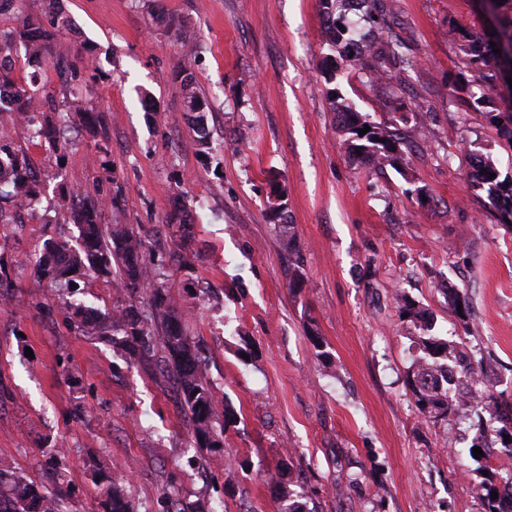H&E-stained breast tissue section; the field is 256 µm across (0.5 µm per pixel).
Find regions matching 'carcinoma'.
I'll return each instance as SVG.
<instances>
[{
	"label": "carcinoma",
	"instance_id": "cac0c4a2",
	"mask_svg": "<svg viewBox=\"0 0 512 512\" xmlns=\"http://www.w3.org/2000/svg\"><path fill=\"white\" fill-rule=\"evenodd\" d=\"M40 12L22 14L18 27L0 31V125L5 122L23 121L32 128L36 137L49 143L58 156L64 158L66 144L60 140L61 131L71 123H80L92 135L97 133L93 111L84 107L78 99L58 101L56 92L47 87H36L27 80L12 76V52L15 45L25 46L30 58L38 61L58 51L60 36L70 30L71 19L62 9L60 0H40ZM343 21L328 15L324 44L329 51L339 55L348 66L364 70L375 77L387 72L396 53L378 34H371L365 45L358 46L352 38H346ZM187 104L193 123L197 127L198 145L208 148L205 133V115L196 94L191 75L182 79ZM338 113L339 128L347 151L353 157L379 165L395 164L403 154L417 144L423 131H401L385 122L362 120V115L352 107L336 99L331 101ZM367 125L370 131L359 135L357 123ZM476 181L487 186L488 196L503 217L512 218V184L491 182L487 179L494 172L489 158L477 157L472 164ZM7 169L11 176L0 175V224L15 223V214L23 206L36 203L44 190L33 170L27 152L15 145L9 131L0 132V171ZM60 194L71 198L67 208L68 223L76 225L80 248L67 239H48L36 261L35 270L40 280L57 291L74 292L73 275L84 268L110 281L128 296L112 313L102 318L91 315L80 304H67L69 319L74 329L86 336H99L112 343V347L139 355L148 361L155 350L163 356L160 362L169 373L180 397L183 410L194 425L197 445L218 448V432L234 417L220 391L209 378L207 357L198 342H192L185 334L180 318L168 308L165 298V277L145 259L147 242L142 233L129 224L106 225L101 220V206L92 200H81L69 188L60 187ZM174 219L179 222L182 240H188L192 216L186 205L175 202ZM151 292V312L144 311L135 302V296L143 289ZM400 314L407 315L415 328L420 330L417 344L422 355L414 362L409 383L417 408L425 417L437 418L466 412H487L501 427L496 431L504 451L512 455V403L501 401L494 394L476 386L477 373L467 361L448 359V340L432 334L427 312L407 298L398 301ZM161 322L164 333L155 334L153 324ZM512 488V471L501 478L499 484L483 485L481 495L486 512H512L504 508L503 488ZM498 497L491 498V492ZM45 503L46 512H63L60 494L41 490L21 476L0 471V512H35L36 501ZM107 512H132L123 489L116 483L106 490Z\"/></svg>",
	"mask_w": 512,
	"mask_h": 512
}]
</instances>
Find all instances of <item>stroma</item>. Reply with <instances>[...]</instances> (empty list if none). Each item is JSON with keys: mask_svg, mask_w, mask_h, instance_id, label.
Masks as SVG:
<instances>
[{"mask_svg": "<svg viewBox=\"0 0 512 512\" xmlns=\"http://www.w3.org/2000/svg\"><path fill=\"white\" fill-rule=\"evenodd\" d=\"M382 3L401 61L379 81L351 68L324 81L321 0H62L73 30L60 41L75 71L17 49L16 77L81 97L105 134L76 129L61 168L28 127L14 142L48 198L73 186L104 200L103 223L148 232L167 304L204 343L236 418L220 452L198 447L156 367L74 331L34 254L78 230L46 222L39 206L0 224L14 281L0 304L1 470L43 489L64 483L69 512H102L113 478L134 512H165L170 493L193 512H279V483L308 512H485L478 489L498 476L473 450L500 449L499 424L486 413L422 416L408 380L418 331L395 296L427 310L449 352L512 402V224L471 174L483 154L512 182V120L501 88L483 86L477 110L459 94L493 65L466 55L490 29L480 0ZM176 25L196 53L175 40ZM184 69L208 105L204 151ZM336 93L378 123L424 120L429 137L399 169L355 160L330 108ZM278 191L289 241L271 222ZM178 193L192 212L188 242L169 222ZM77 280L70 301L97 315L123 299L91 274ZM445 286L466 298V319ZM53 452L55 469L45 464Z\"/></svg>", "mask_w": 512, "mask_h": 512, "instance_id": "1", "label": "stroma"}]
</instances>
